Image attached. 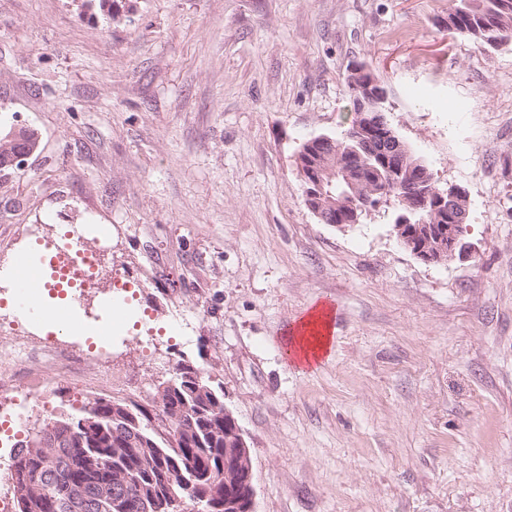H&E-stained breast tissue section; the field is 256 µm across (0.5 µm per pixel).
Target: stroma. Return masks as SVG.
<instances>
[{
	"mask_svg": "<svg viewBox=\"0 0 512 512\" xmlns=\"http://www.w3.org/2000/svg\"><path fill=\"white\" fill-rule=\"evenodd\" d=\"M0 0V137L32 127L0 172V318L74 352L69 295L35 324L8 309L32 243L105 227L111 378L82 397H152L178 361L224 387L250 446L256 512H512V42L448 33V0ZM440 186L467 192L472 259L426 264L390 212L339 228L304 201L296 154L353 117L352 63ZM336 305L320 364L284 332ZM155 337L143 350L146 337Z\"/></svg>",
	"mask_w": 512,
	"mask_h": 512,
	"instance_id": "1",
	"label": "stroma"
}]
</instances>
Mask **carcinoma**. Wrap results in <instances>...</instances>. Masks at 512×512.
Returning <instances> with one entry per match:
<instances>
[{"label": "carcinoma", "mask_w": 512, "mask_h": 512, "mask_svg": "<svg viewBox=\"0 0 512 512\" xmlns=\"http://www.w3.org/2000/svg\"><path fill=\"white\" fill-rule=\"evenodd\" d=\"M109 20L119 17L122 0H89ZM448 9V27L455 34L477 43L498 47L512 41V0H452ZM336 143L351 148L353 155L343 164L347 176L332 180L330 191L337 195L348 189L345 178L372 184L378 194L370 204L392 201L402 213L399 197L404 187L390 182L386 171L374 160L353 151L356 144L340 137ZM332 224H355L367 214L353 215L349 210L327 208ZM194 366L181 360L175 368L167 402L151 401L143 406L136 401L114 397L88 400L70 414L56 421L70 425L75 434L56 448L53 459L43 461L38 445L14 450L12 467L15 480L27 484V495L17 512H72L68 500L69 484L86 485L92 508L88 512H113L112 497L102 498L99 490L107 487L117 495L127 494L134 502L142 497L154 501L158 512H174L172 496L188 499L191 491L208 482L207 476L224 471V439L230 428L224 417L210 410L212 399L224 401V388L201 376L196 391L191 378ZM94 420V427L82 430L81 423ZM139 433L142 446L126 445L130 432Z\"/></svg>", "instance_id": "obj_1"}]
</instances>
